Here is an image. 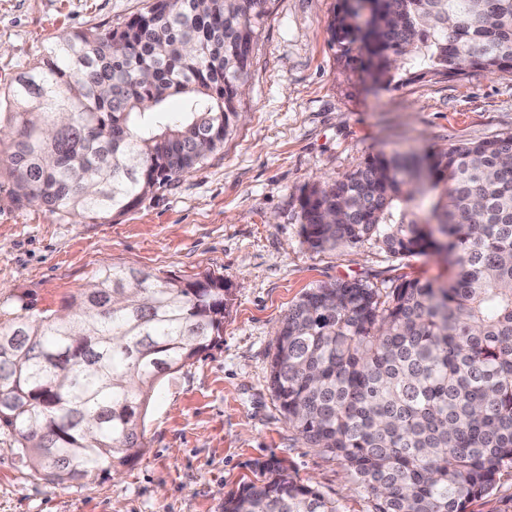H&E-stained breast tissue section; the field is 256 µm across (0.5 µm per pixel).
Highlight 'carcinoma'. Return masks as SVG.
<instances>
[{"instance_id":"carcinoma-1","label":"carcinoma","mask_w":512,"mask_h":512,"mask_svg":"<svg viewBox=\"0 0 512 512\" xmlns=\"http://www.w3.org/2000/svg\"><path fill=\"white\" fill-rule=\"evenodd\" d=\"M267 0H152L75 30L20 73L0 112V189L95 223L201 167L238 121ZM342 0L328 29L387 83L512 70V0ZM174 94L183 111L168 115ZM314 250L372 240L444 257L446 283L387 296L323 282L288 308L269 382L295 435L341 461L369 512H468L512 469V136L433 158L367 157L300 198ZM60 314L0 318V429L34 474L71 482L137 458L160 380L220 345L224 281L105 264ZM224 512H340L278 460Z\"/></svg>"}]
</instances>
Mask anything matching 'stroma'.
<instances>
[{"mask_svg":"<svg viewBox=\"0 0 512 512\" xmlns=\"http://www.w3.org/2000/svg\"><path fill=\"white\" fill-rule=\"evenodd\" d=\"M147 5L0 0V99L52 40L119 26ZM339 7L267 0L223 151L126 214L86 224L15 207L0 193L2 309H63L104 263L159 270L180 284L208 273L223 279L227 299L222 343L163 379L144 418L145 448L119 473L51 484L1 431L0 512H222L272 458L341 512H368L340 461L305 447L281 413L268 384L276 332L316 284L358 280L385 294L452 271L440 257L397 258L371 240L311 249L299 197L377 153L426 156L512 135V72L375 83L331 39Z\"/></svg>","mask_w":512,"mask_h":512,"instance_id":"35a3bbf8","label":"stroma"}]
</instances>
